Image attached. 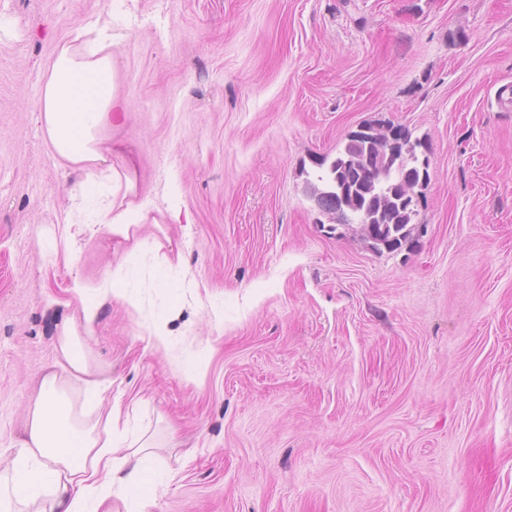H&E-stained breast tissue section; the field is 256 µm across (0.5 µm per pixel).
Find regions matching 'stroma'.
I'll return each instance as SVG.
<instances>
[{"mask_svg":"<svg viewBox=\"0 0 512 512\" xmlns=\"http://www.w3.org/2000/svg\"><path fill=\"white\" fill-rule=\"evenodd\" d=\"M96 17L131 105L100 136L137 158L154 254L77 223L85 173L43 135L48 68ZM384 121L429 173L394 251L308 192ZM125 257L140 308L101 296L86 342L100 411L164 438L147 512H512V0H0V457L74 280Z\"/></svg>","mask_w":512,"mask_h":512,"instance_id":"stroma-1","label":"stroma"}]
</instances>
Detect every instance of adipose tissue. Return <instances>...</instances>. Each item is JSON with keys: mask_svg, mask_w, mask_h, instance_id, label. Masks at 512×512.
Masks as SVG:
<instances>
[{"mask_svg": "<svg viewBox=\"0 0 512 512\" xmlns=\"http://www.w3.org/2000/svg\"><path fill=\"white\" fill-rule=\"evenodd\" d=\"M80 33L88 38L85 53L62 47L50 65L41 101L47 139L59 156L85 168L104 158L99 130L121 123L130 104L116 87L110 24L91 19ZM148 219L143 205L103 202L88 228L127 240ZM130 274L120 261L99 283L74 281L85 327L98 317L99 292H115L138 308L126 287ZM57 350V369L45 376L28 410L19 450L0 468V512H112L109 489L116 484L138 491L141 507H148L151 499L142 488L152 439L117 434L116 411L92 417L77 409V398L97 400L105 382L75 325L64 327Z\"/></svg>", "mask_w": 512, "mask_h": 512, "instance_id": "adipose-tissue-1", "label": "adipose tissue"}]
</instances>
